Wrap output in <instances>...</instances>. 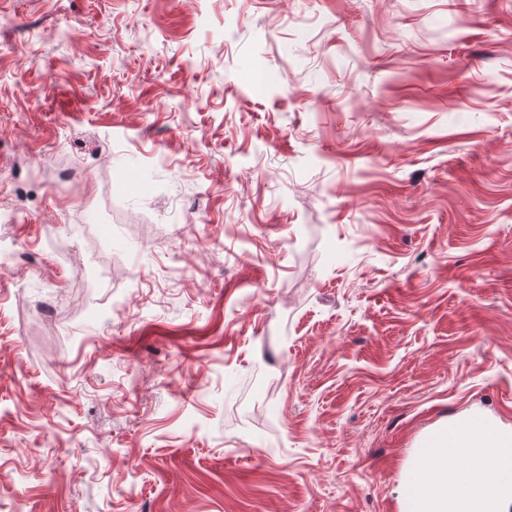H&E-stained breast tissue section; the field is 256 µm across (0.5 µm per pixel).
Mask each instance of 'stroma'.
I'll use <instances>...</instances> for the list:
<instances>
[{"mask_svg":"<svg viewBox=\"0 0 512 512\" xmlns=\"http://www.w3.org/2000/svg\"><path fill=\"white\" fill-rule=\"evenodd\" d=\"M512 436V0H0V502L404 512ZM470 425L478 430H487L486 439L483 441L462 440L453 429L429 433L421 442L418 449L414 478L409 484L408 498L405 501L406 512H418L422 507V499L425 496L427 479L424 474H429V460L434 448H448V464L446 466L442 459L435 455L430 461V481L427 493L430 499L441 496L442 489L447 483L448 474L455 469V462L458 459L467 457L475 458L486 478V484L482 490L490 496L495 495L508 484L512 474V439L501 435L507 440L501 445L498 451V442L493 426L481 415H473ZM506 454V455H504ZM512 503V485L509 484L499 493L497 498L491 502L477 500L473 503L471 512H506V506Z\"/></svg>","mask_w":512,"mask_h":512,"instance_id":"stroma-1","label":"stroma"}]
</instances>
